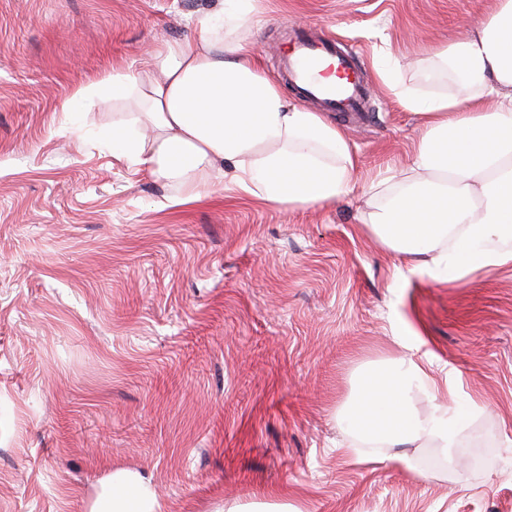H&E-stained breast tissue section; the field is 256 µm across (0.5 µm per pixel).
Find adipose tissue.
Masks as SVG:
<instances>
[{"instance_id": "1", "label": "adipose tissue", "mask_w": 512, "mask_h": 512, "mask_svg": "<svg viewBox=\"0 0 512 512\" xmlns=\"http://www.w3.org/2000/svg\"><path fill=\"white\" fill-rule=\"evenodd\" d=\"M223 12L195 21V34L155 50L142 73L115 72L82 88L85 104L136 92L145 103L113 126L119 158L176 184L196 199L220 179L245 197L307 207L336 202L353 188L356 159L344 132L326 113L288 104L236 30L253 17L252 0H226ZM453 70L459 92L425 99L392 93L420 115L423 129L412 165L373 185L367 230L396 256L391 281L445 267L455 279L512 264V0H497L463 41L434 50ZM393 370H371L348 410L362 442L405 449L421 439L452 442L447 413L421 419L412 382H430L410 339ZM90 512H161L136 473L112 470Z\"/></svg>"}]
</instances>
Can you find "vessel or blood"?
Wrapping results in <instances>:
<instances>
[{
    "label": "vessel or blood",
    "mask_w": 512,
    "mask_h": 512,
    "mask_svg": "<svg viewBox=\"0 0 512 512\" xmlns=\"http://www.w3.org/2000/svg\"><path fill=\"white\" fill-rule=\"evenodd\" d=\"M279 76L298 95L333 112L365 111L370 99L352 55L341 49L339 41L314 38L308 29L289 40Z\"/></svg>",
    "instance_id": "obj_1"
}]
</instances>
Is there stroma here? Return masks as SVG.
<instances>
[{"label": "stroma", "instance_id": "stroma-1", "mask_svg": "<svg viewBox=\"0 0 512 512\" xmlns=\"http://www.w3.org/2000/svg\"><path fill=\"white\" fill-rule=\"evenodd\" d=\"M220 0H0V512H89L111 469L163 512L286 503L299 512H512V264L461 281L418 273L361 222L368 187L408 168L420 134L377 74L421 97L458 79L427 51L496 0H256L246 40L269 78L298 27L352 47L371 112L336 123L353 191L288 208L216 185L186 202L107 139L133 97L78 90L194 35ZM418 341L424 415L453 445L374 447L345 407L364 366Z\"/></svg>", "mask_w": 512, "mask_h": 512}]
</instances>
